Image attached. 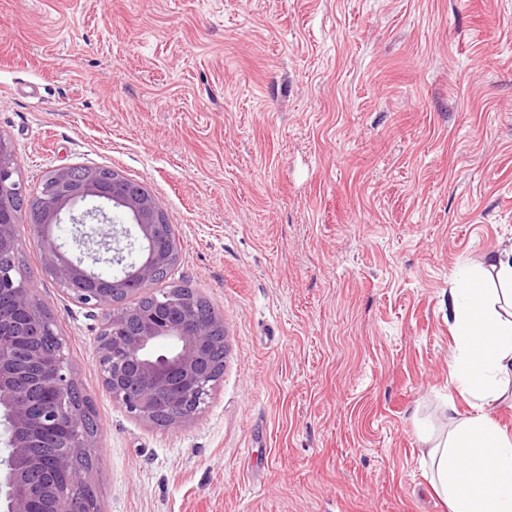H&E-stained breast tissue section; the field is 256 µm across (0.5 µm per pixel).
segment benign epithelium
Here are the masks:
<instances>
[{"instance_id": "obj_1", "label": "benign epithelium", "mask_w": 512, "mask_h": 512, "mask_svg": "<svg viewBox=\"0 0 512 512\" xmlns=\"http://www.w3.org/2000/svg\"><path fill=\"white\" fill-rule=\"evenodd\" d=\"M10 143L0 134V249L16 225L37 229L45 270L75 301L103 311L96 364L112 399L134 419L180 428L208 405L219 382L215 351L224 318H203L193 290L153 299L143 311L126 300L172 269L180 243L143 184L98 167L54 170L41 191L15 177ZM71 224V240L55 230ZM50 314L29 283L0 261V421L6 468L0 494L6 512H93V491L77 465L90 456L87 415L73 401L78 384Z\"/></svg>"}]
</instances>
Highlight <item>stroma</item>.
<instances>
[{"instance_id":"obj_1","label":"stroma","mask_w":512,"mask_h":512,"mask_svg":"<svg viewBox=\"0 0 512 512\" xmlns=\"http://www.w3.org/2000/svg\"><path fill=\"white\" fill-rule=\"evenodd\" d=\"M0 133L28 189L145 185L224 318L205 411L137 421L18 225L99 512H445L419 436L448 428L454 272L512 246V0H0Z\"/></svg>"}]
</instances>
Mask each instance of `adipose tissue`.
Listing matches in <instances>:
<instances>
[{
    "mask_svg": "<svg viewBox=\"0 0 512 512\" xmlns=\"http://www.w3.org/2000/svg\"><path fill=\"white\" fill-rule=\"evenodd\" d=\"M448 291L449 382L471 414L448 403V430L427 433L424 464L447 512H512V434L488 408L512 391V249L462 268Z\"/></svg>",
    "mask_w": 512,
    "mask_h": 512,
    "instance_id": "adipose-tissue-1",
    "label": "adipose tissue"
}]
</instances>
